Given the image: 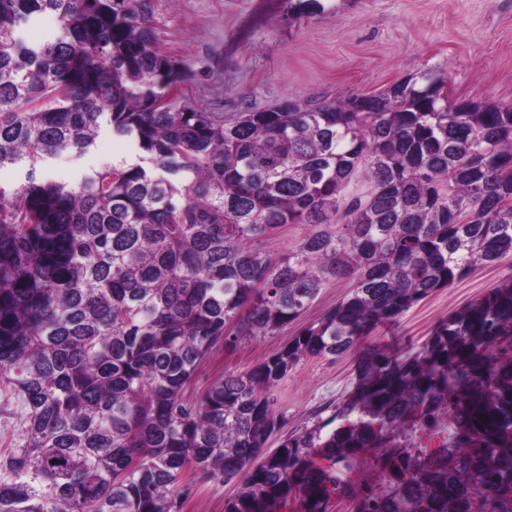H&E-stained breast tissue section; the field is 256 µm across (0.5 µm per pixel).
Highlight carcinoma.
I'll use <instances>...</instances> for the list:
<instances>
[{
	"label": "carcinoma",
	"mask_w": 512,
	"mask_h": 512,
	"mask_svg": "<svg viewBox=\"0 0 512 512\" xmlns=\"http://www.w3.org/2000/svg\"><path fill=\"white\" fill-rule=\"evenodd\" d=\"M150 0H0V395L24 408L0 452V512H182L192 470L240 480L226 512H512V279L421 349L378 347L353 388L287 424L275 387L512 255V104L439 96L428 69L378 95L289 101L232 122L175 96ZM54 15L60 29H42ZM139 162L73 183L45 170L102 127ZM369 183L348 193L353 179ZM287 224L307 228L281 253ZM353 287L251 369L188 394L213 348L274 335L327 283ZM453 415L448 444L407 443ZM487 419L480 418V415ZM391 464L381 492L336 465Z\"/></svg>",
	"instance_id": "obj_1"
}]
</instances>
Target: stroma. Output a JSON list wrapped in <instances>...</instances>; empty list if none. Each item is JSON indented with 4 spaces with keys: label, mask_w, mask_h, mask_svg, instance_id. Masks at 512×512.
I'll list each match as a JSON object with an SVG mask.
<instances>
[{
    "label": "stroma",
    "mask_w": 512,
    "mask_h": 512,
    "mask_svg": "<svg viewBox=\"0 0 512 512\" xmlns=\"http://www.w3.org/2000/svg\"><path fill=\"white\" fill-rule=\"evenodd\" d=\"M157 48L183 71L176 95L225 120L294 101L323 103L342 95H377L430 68L445 74L449 98L512 103V0H151ZM127 137L103 130L83 157L63 154L50 166L73 180L93 169L136 161ZM512 277V255L472 269L423 299L395 322L363 337L340 358L310 356L275 390L289 429L352 385L362 349L418 351L435 326ZM351 288L333 281L296 321L276 335L218 345L197 370L192 390L205 391L227 372L245 371L334 307ZM183 512H225L237 492L188 474Z\"/></svg>",
    "instance_id": "35a3bbf8"
}]
</instances>
